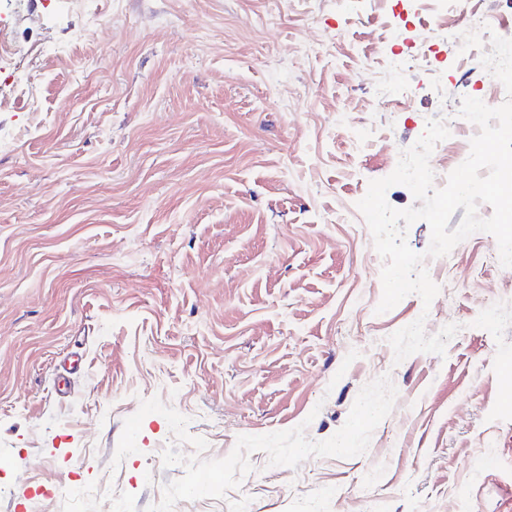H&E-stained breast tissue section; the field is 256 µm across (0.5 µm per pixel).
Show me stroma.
Returning <instances> with one entry per match:
<instances>
[{"label":"stroma","instance_id":"obj_1","mask_svg":"<svg viewBox=\"0 0 512 512\" xmlns=\"http://www.w3.org/2000/svg\"><path fill=\"white\" fill-rule=\"evenodd\" d=\"M439 37L404 103L382 52ZM463 17L434 0H0V512H146L184 476L167 420L227 457L240 435L345 423L364 385L397 395L367 451L269 466L173 512H512V268L477 232L429 267L440 292L390 311L357 208L371 180L458 112L493 100L452 62ZM427 316L444 355L395 362ZM494 468L475 464L484 452Z\"/></svg>","mask_w":512,"mask_h":512}]
</instances>
